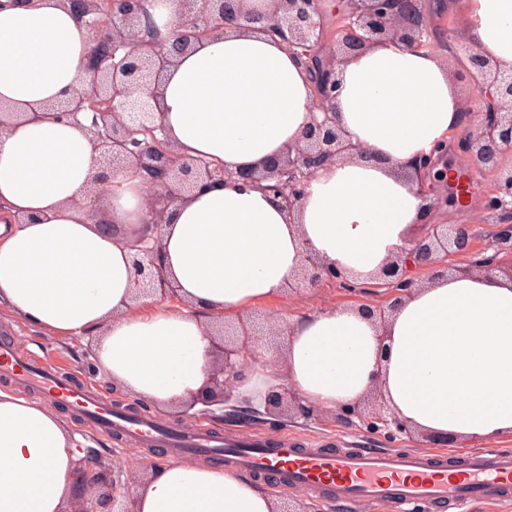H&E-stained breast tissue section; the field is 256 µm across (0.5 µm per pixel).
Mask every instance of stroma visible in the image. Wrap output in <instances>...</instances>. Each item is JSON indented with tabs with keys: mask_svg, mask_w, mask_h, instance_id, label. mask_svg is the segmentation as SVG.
<instances>
[{
	"mask_svg": "<svg viewBox=\"0 0 512 512\" xmlns=\"http://www.w3.org/2000/svg\"><path fill=\"white\" fill-rule=\"evenodd\" d=\"M425 21L434 45L441 46L457 39L463 26L459 13L448 11V0H424ZM473 191L468 202L448 205L439 204L436 208V221L440 224H469L474 229L471 257H461L457 266H468L471 259L492 255L491 234L498 222L496 213L485 210V198L494 183L493 176L484 170H473ZM386 295L374 285H353L338 281L324 288H318L304 295L289 294L280 299L264 302L256 306L252 314L261 317L275 314L292 319L303 313L328 307H341L349 304L381 305ZM0 346H8L22 353L35 351L53 360L59 371L73 377L76 384L92 389L105 401L119 404L121 410L132 415L147 414L172 426H180L172 409L145 402L133 393L112 385L104 375H91L87 369L83 353L86 345L77 340H69L48 334L28 325L19 316L0 307ZM58 413L73 432L79 433L95 446L98 459L115 467H135L142 464L152 466L171 460L172 455L163 448H144L129 453L124 443L116 437H108L92 425L76 417L66 406H58ZM206 426L216 435L226 436L260 432L272 438L288 436L303 442L314 440L323 448H378V449H421L436 452V445L423 443L407 436L389 437L372 433L359 424L341 422L334 414L323 412L320 415L303 417L265 416L259 419L225 421L219 418H206Z\"/></svg>",
	"mask_w": 512,
	"mask_h": 512,
	"instance_id": "35a3bbf8",
	"label": "stroma"
}]
</instances>
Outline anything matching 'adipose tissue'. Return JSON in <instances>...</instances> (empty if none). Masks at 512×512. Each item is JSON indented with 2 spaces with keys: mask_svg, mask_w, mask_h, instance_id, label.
Returning <instances> with one entry per match:
<instances>
[{
  "mask_svg": "<svg viewBox=\"0 0 512 512\" xmlns=\"http://www.w3.org/2000/svg\"><path fill=\"white\" fill-rule=\"evenodd\" d=\"M477 51L512 67V0H451ZM88 30L65 0H0V104L38 118L0 136V305L68 339L98 334L97 360L151 404L185 401L211 368L205 326L287 294L306 254L358 285L433 222L416 160L452 144L468 107L449 50L383 41L337 67L342 128L367 154L319 169L295 213L238 183L171 207L162 267L183 308L130 307L127 242L146 230L144 188L116 173L93 206L98 151L84 126L41 116L83 86ZM168 137L182 154L230 171L298 142L314 89L296 54L264 33L229 31L177 58L161 91ZM112 224L104 234L100 223ZM280 360L246 387L290 385L333 412L380 384L390 408L422 432L467 442L512 435V281L478 271L412 288L386 327L360 306L279 325ZM86 441L36 402L0 390V512H68ZM276 499L221 467L150 468L135 512H275Z\"/></svg>",
  "mask_w": 512,
  "mask_h": 512,
  "instance_id": "ef3b65f1",
  "label": "adipose tissue"
}]
</instances>
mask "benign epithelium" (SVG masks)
<instances>
[{
	"label": "benign epithelium",
	"mask_w": 512,
	"mask_h": 512,
	"mask_svg": "<svg viewBox=\"0 0 512 512\" xmlns=\"http://www.w3.org/2000/svg\"><path fill=\"white\" fill-rule=\"evenodd\" d=\"M65 2L89 28L91 46L85 61L88 89L106 102L103 109L88 117L86 126L100 151L91 178L93 201L112 198V174L116 170L134 173L145 187L143 205L150 233L129 243L136 300L178 302L161 266V230L170 206L205 188L236 180L272 194L282 207L292 210L319 168L364 153L348 138L336 117L338 63L384 40L419 49L429 35L419 0H346L343 16L347 36L337 42L327 38L321 0H270L269 8L249 7L247 0H179L177 19L162 27L147 12L145 0ZM104 3L108 5V20L89 24ZM164 28L176 29L179 34L170 38L162 34ZM201 28L208 34L245 28L264 32L279 39L313 72L316 104L297 144L256 168L235 172L183 155L170 144L164 113L157 107L158 89L174 60L201 39ZM458 49L469 61V68L458 77L473 83L472 89L483 101L477 124L458 143V154L477 168L495 173V194L486 204L500 212L492 246L511 256L505 265L495 263L492 257L484 258L474 270L512 279V169L502 164L504 154L512 152V69L487 60L469 42L459 43ZM50 110L59 120H75L84 111V98L79 95L50 106ZM472 239L468 224H430L423 237L412 241L409 255L414 266L446 275L452 269L448 259L469 254ZM405 265L398 257L384 266L378 277L381 287L390 290L394 299L411 290ZM343 278L345 274L337 266L309 253L291 291L299 293ZM279 320L269 315L258 323L246 316L211 325L208 336L213 366L203 387L180 413L188 418L218 411L229 416L244 407L255 417L311 412L310 406L287 387L270 390L261 409L244 406L237 398V385L258 358L260 343L275 337L272 325ZM370 399V408L359 401L339 411L338 416L348 424L357 418L371 432L417 436L390 412L379 391L371 392ZM143 473L140 468L125 475L109 464L96 462L90 472H82L89 493L77 499L72 512H134Z\"/></svg>",
	"instance_id": "7a95c632"
}]
</instances>
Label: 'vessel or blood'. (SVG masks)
Here are the masks:
<instances>
[{
    "mask_svg": "<svg viewBox=\"0 0 512 512\" xmlns=\"http://www.w3.org/2000/svg\"><path fill=\"white\" fill-rule=\"evenodd\" d=\"M0 375L31 382L36 392L71 405L96 426L136 446H163L192 458L219 454L234 472L275 476L286 490L301 489L359 512L370 504L388 512H423L449 504L467 512L476 502L512 500V451L478 449L463 456L374 448H288L279 440L251 434L221 439L202 427L166 428L146 419L113 415L94 393L45 373L40 356L0 347Z\"/></svg>",
    "mask_w": 512,
    "mask_h": 512,
    "instance_id": "obj_1",
    "label": "vessel or blood"
}]
</instances>
